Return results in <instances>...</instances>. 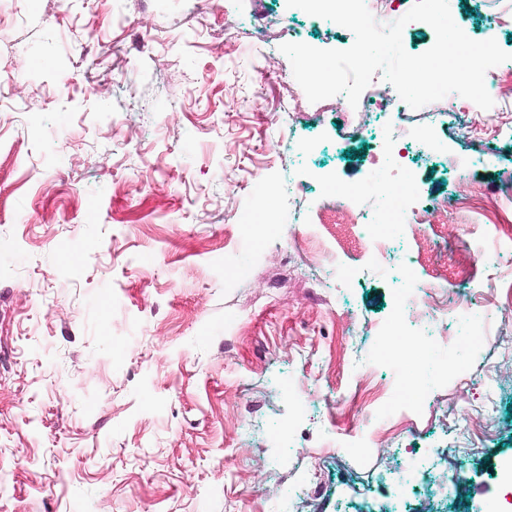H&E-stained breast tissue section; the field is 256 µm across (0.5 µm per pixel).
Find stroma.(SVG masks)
Wrapping results in <instances>:
<instances>
[{
	"label": "stroma",
	"mask_w": 512,
	"mask_h": 512,
	"mask_svg": "<svg viewBox=\"0 0 512 512\" xmlns=\"http://www.w3.org/2000/svg\"><path fill=\"white\" fill-rule=\"evenodd\" d=\"M501 4L449 0L455 22L512 53V28L487 23ZM292 36L354 41L287 0H0V512H485L490 467L512 469V323L498 313L512 197L506 223L459 211L427 227L441 294L468 292L486 346L444 376L380 358L407 249L376 261L363 240L337 246L322 178L358 190L370 144L345 140L332 97L281 116ZM463 118L431 103L382 116L441 145L411 158L414 208L465 179L512 183V134L463 140ZM363 372L388 402L424 388L400 436L357 388ZM488 414L496 429L451 454ZM412 455L471 480L445 498L400 486Z\"/></svg>",
	"instance_id": "stroma-1"
}]
</instances>
